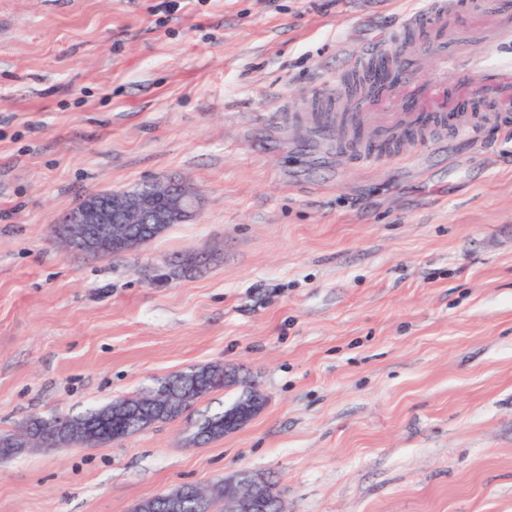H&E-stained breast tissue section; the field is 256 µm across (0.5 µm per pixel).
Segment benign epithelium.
<instances>
[{
    "instance_id": "benign-epithelium-1",
    "label": "benign epithelium",
    "mask_w": 512,
    "mask_h": 512,
    "mask_svg": "<svg viewBox=\"0 0 512 512\" xmlns=\"http://www.w3.org/2000/svg\"><path fill=\"white\" fill-rule=\"evenodd\" d=\"M198 195L178 181L145 182L136 191L108 190L87 195L81 204L61 219L56 233L61 243L72 242L78 250L98 254L104 245L125 255L143 244L131 232L135 224H168L170 217L187 220L196 211ZM261 476L250 475L249 482L224 481V512H270L277 501ZM207 491L185 486L161 495L167 512H203Z\"/></svg>"
}]
</instances>
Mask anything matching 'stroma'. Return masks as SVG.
Listing matches in <instances>:
<instances>
[{
    "instance_id": "stroma-1",
    "label": "stroma",
    "mask_w": 512,
    "mask_h": 512,
    "mask_svg": "<svg viewBox=\"0 0 512 512\" xmlns=\"http://www.w3.org/2000/svg\"><path fill=\"white\" fill-rule=\"evenodd\" d=\"M0 0V436L218 367L181 417L0 463V512H135L259 474L285 512H512V133L319 152L317 88L421 0ZM184 181L197 211L91 259L58 218ZM265 403L206 443L208 415Z\"/></svg>"
}]
</instances>
